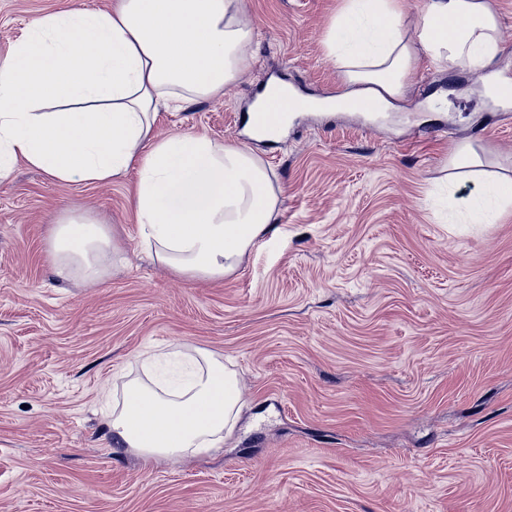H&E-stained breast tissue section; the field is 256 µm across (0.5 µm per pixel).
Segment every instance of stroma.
<instances>
[{
    "instance_id": "35a3bbf8",
    "label": "stroma",
    "mask_w": 512,
    "mask_h": 512,
    "mask_svg": "<svg viewBox=\"0 0 512 512\" xmlns=\"http://www.w3.org/2000/svg\"><path fill=\"white\" fill-rule=\"evenodd\" d=\"M113 0H0V59L43 15ZM339 0H243L254 57L223 96L162 113L158 136L245 142L237 118L270 77L326 97ZM486 73L421 66L375 119L297 113L251 145L283 189L277 230L224 278L191 281L140 245L135 174L0 183V512H512V210L465 224L512 178V106ZM469 141L482 179H454ZM110 224L102 283L54 275L50 227ZM223 357L245 400L221 450L150 467L115 450L114 381L143 351ZM478 158V151L474 144L463 141L455 145L448 157V164L451 169H470L473 166H477Z\"/></svg>"
}]
</instances>
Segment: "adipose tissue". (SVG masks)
<instances>
[{
  "label": "adipose tissue",
  "mask_w": 512,
  "mask_h": 512,
  "mask_svg": "<svg viewBox=\"0 0 512 512\" xmlns=\"http://www.w3.org/2000/svg\"><path fill=\"white\" fill-rule=\"evenodd\" d=\"M242 0H116L38 19L0 59V182L23 163L64 183H108L136 170L129 203L153 261L188 280H217L275 233L281 187L263 161L205 134L155 136L160 108L230 88L253 57ZM489 0H425L409 25L400 0H341L324 46L341 69V99L390 107L422 62L438 71L489 69L502 51ZM55 274L102 281L114 244L109 225L67 212L53 224ZM175 376L127 381L107 428L145 465L222 447L238 418L235 371L177 344Z\"/></svg>",
  "instance_id": "obj_1"
}]
</instances>
